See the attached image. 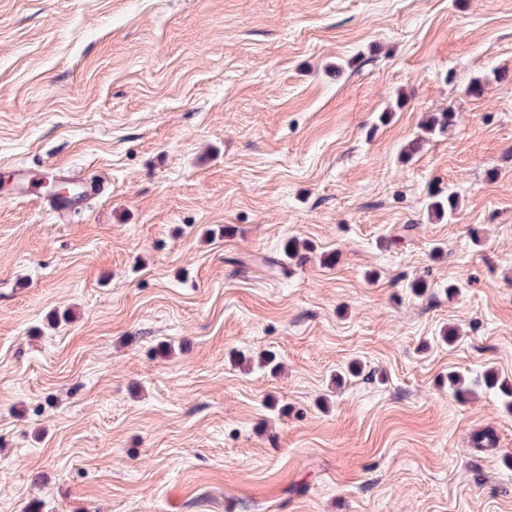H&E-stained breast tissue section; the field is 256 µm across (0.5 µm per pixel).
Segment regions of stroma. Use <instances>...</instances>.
Wrapping results in <instances>:
<instances>
[{"instance_id":"stroma-1","label":"stroma","mask_w":512,"mask_h":512,"mask_svg":"<svg viewBox=\"0 0 512 512\" xmlns=\"http://www.w3.org/2000/svg\"><path fill=\"white\" fill-rule=\"evenodd\" d=\"M489 370L512 0H0V512H512ZM455 127V113L448 110V112H439L432 115L426 123L420 127V132H417L411 143L408 145V150L414 152L419 149V146L426 142L427 139L435 134H447Z\"/></svg>"}]
</instances>
